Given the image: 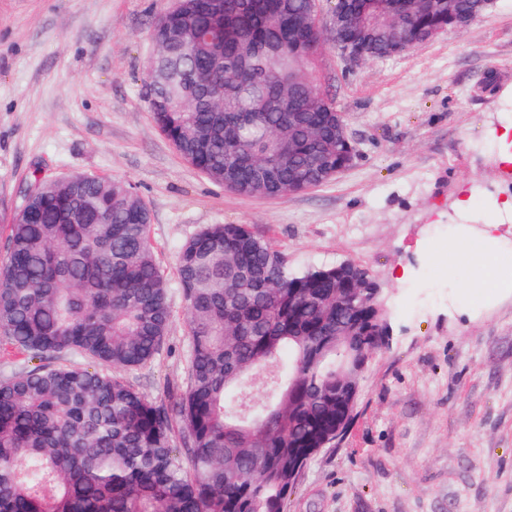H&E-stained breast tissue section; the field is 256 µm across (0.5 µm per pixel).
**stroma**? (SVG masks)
I'll list each match as a JSON object with an SVG mask.
<instances>
[{
  "mask_svg": "<svg viewBox=\"0 0 512 512\" xmlns=\"http://www.w3.org/2000/svg\"><path fill=\"white\" fill-rule=\"evenodd\" d=\"M171 0H0V258L36 180L129 183L170 287L171 322L127 372L149 400L185 389L189 336L177 284L182 243L246 224L291 269L351 261L381 286L389 336L359 380L354 418L302 474L289 512H512V294L463 299L448 227L495 217L512 197L494 136L512 122V0L466 29L346 69L323 39L311 71L359 156L329 183L276 198L211 183L155 125L147 71L153 22ZM494 85H487L488 74ZM471 188L470 213L455 207ZM407 267L397 282L390 271Z\"/></svg>",
  "mask_w": 512,
  "mask_h": 512,
  "instance_id": "obj_1",
  "label": "stroma"
}]
</instances>
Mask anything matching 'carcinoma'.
Listing matches in <instances>:
<instances>
[{
    "mask_svg": "<svg viewBox=\"0 0 512 512\" xmlns=\"http://www.w3.org/2000/svg\"><path fill=\"white\" fill-rule=\"evenodd\" d=\"M491 10L388 0L332 39L393 57L401 39L415 48ZM308 13L309 0H173L152 27L156 126L241 196L304 192L349 164L334 101L310 76L323 31ZM291 95L292 111L263 106ZM276 139L288 148L269 168ZM28 211L8 224L0 338L32 359L91 364L0 380V512H288L297 469L350 426L362 366L386 342L373 273L352 262L295 272L245 224L204 227L177 258L188 384L157 404L119 376L160 352L171 318L141 199L124 181L72 175L35 183Z\"/></svg>",
    "mask_w": 512,
    "mask_h": 512,
    "instance_id": "1",
    "label": "carcinoma"
}]
</instances>
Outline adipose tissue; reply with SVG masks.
I'll return each mask as SVG.
<instances>
[{
	"label": "adipose tissue",
	"mask_w": 512,
	"mask_h": 512,
	"mask_svg": "<svg viewBox=\"0 0 512 512\" xmlns=\"http://www.w3.org/2000/svg\"><path fill=\"white\" fill-rule=\"evenodd\" d=\"M450 263L471 271L466 284L469 293L512 290V241L499 235L496 225H481L475 241L457 249Z\"/></svg>",
	"instance_id": "ef3b65f1"
}]
</instances>
